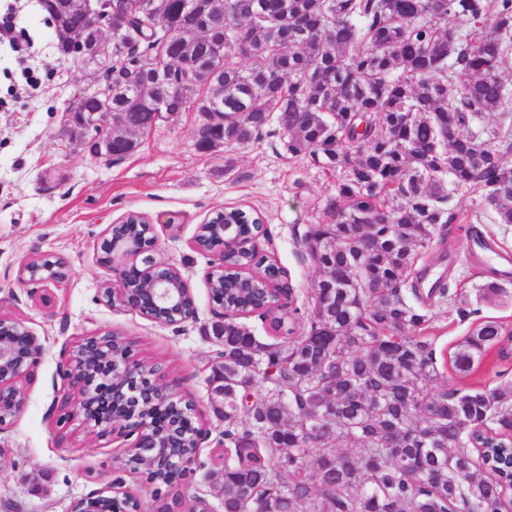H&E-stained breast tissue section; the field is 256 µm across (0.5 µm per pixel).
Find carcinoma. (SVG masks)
<instances>
[{
  "instance_id": "obj_1",
  "label": "carcinoma",
  "mask_w": 512,
  "mask_h": 512,
  "mask_svg": "<svg viewBox=\"0 0 512 512\" xmlns=\"http://www.w3.org/2000/svg\"><path fill=\"white\" fill-rule=\"evenodd\" d=\"M112 0L127 18L112 40V111L134 128L156 112L224 107L227 145L271 122L288 153L336 173L329 224L302 242L320 279L310 328L253 336L233 316L212 323L224 380V512H506L508 487L481 443L512 448V383L434 391L435 350L423 332L441 281L422 291L419 253L453 205L477 193L512 224V134L472 129L512 112V0ZM492 25L496 35L483 34ZM147 90L155 108L133 100ZM512 331L477 322L450 356L469 372ZM187 432L193 416L168 408ZM353 448L338 454V448ZM156 483L177 496L185 474Z\"/></svg>"
}]
</instances>
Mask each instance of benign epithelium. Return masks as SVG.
Returning a JSON list of instances; mask_svg holds the SVG:
<instances>
[{
    "instance_id": "obj_1",
    "label": "benign epithelium",
    "mask_w": 512,
    "mask_h": 512,
    "mask_svg": "<svg viewBox=\"0 0 512 512\" xmlns=\"http://www.w3.org/2000/svg\"><path fill=\"white\" fill-rule=\"evenodd\" d=\"M70 6L86 17L83 31L55 23V36L81 61L92 55L100 60L111 58L112 37L123 33L121 17L112 12V0H72ZM102 105L96 112L67 113V127L75 138H90L99 154L116 157L114 132L120 137L135 133L126 125L124 114L112 111V87L96 89ZM224 125V113L210 112L201 125L198 139L213 144L211 134ZM146 229L148 240L137 243L119 231L128 223ZM154 220L140 212L130 211L105 229L101 244V263L112 267L115 281L101 289L102 300L109 306L133 311L155 324L172 326L194 322L198 307L194 288L188 277L175 265L157 257L154 249ZM68 263L29 255L19 264L17 282L21 285L48 287L69 278ZM224 276V262L217 260L207 274L212 310L216 318H224L222 296L215 293V282ZM255 276L241 272L231 294L247 303L255 298ZM113 331L86 336L78 344L63 349L58 373L63 395L56 426L64 428L69 420L80 418L99 438L119 428L130 439L125 450L126 467L136 464L144 475L158 465L185 470L193 460L173 458L168 448L179 438L177 425L162 432L154 431L150 407L154 395L169 401L184 400L175 380L163 373L143 383L137 378L140 364L133 360L131 349L118 352L112 344ZM45 353L40 338L21 318L0 313V435L10 431L26 404V384L30 383ZM131 497L123 482L116 480L104 489L93 490L73 502L70 512H117L121 501Z\"/></svg>"
}]
</instances>
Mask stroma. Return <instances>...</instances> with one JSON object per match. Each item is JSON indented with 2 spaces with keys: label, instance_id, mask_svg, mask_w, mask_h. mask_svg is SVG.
<instances>
[{
  "label": "stroma",
  "instance_id": "obj_1",
  "mask_svg": "<svg viewBox=\"0 0 512 512\" xmlns=\"http://www.w3.org/2000/svg\"><path fill=\"white\" fill-rule=\"evenodd\" d=\"M9 8L28 48L17 54L0 44V312L26 319L46 354L27 387L22 414L0 435L7 450L0 460V512H69L74 500L116 478L124 480L143 512H157L162 500L154 486L121 467L126 442L120 433L97 438L77 418L66 429L56 427L51 408L61 395V350L102 330L125 332L135 358L165 369L181 394L196 402L213 437L220 435L224 423L212 412L208 383L218 344L203 331L212 321L206 276L213 258L189 242L213 210L260 213L268 235L259 250L286 271L297 309L294 332L302 334L319 273L300 239L309 225L330 223L326 204L336 195V179L291 156L278 135L201 151L197 130L204 117L198 112L180 113L137 135L128 156H97L89 144L62 135L67 107L90 81L87 70L59 50L42 0H0L1 11ZM27 67L48 72L37 89L25 83ZM454 203L469 222L442 225L439 244L423 252L418 268L425 283L441 279L450 292L467 296L470 315L459 316L451 300L435 304L429 331L438 359L434 389L466 392L512 381V358H500L493 348L465 375L449 361L476 319L512 327V224L498 223L476 195L456 196ZM129 211L156 218L157 252L190 277L197 322L161 326L100 301V288L114 279L99 261L100 243L107 226ZM475 229L486 247L474 245ZM33 254L64 258L69 278L46 291L19 286V264ZM491 281L503 291L493 303L482 295ZM221 485V463L209 441L200 448L183 492L205 498L213 512H224Z\"/></svg>",
  "mask_w": 512,
  "mask_h": 512
}]
</instances>
